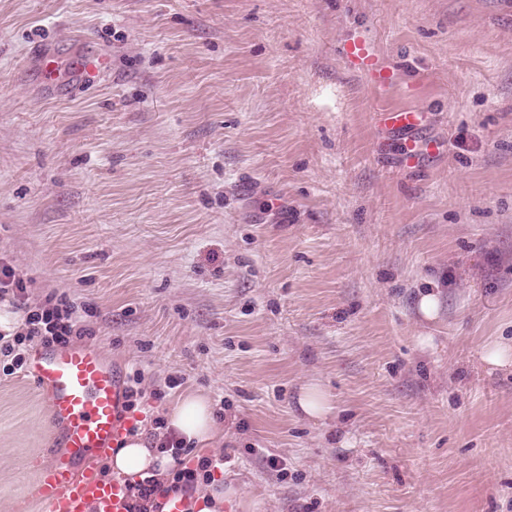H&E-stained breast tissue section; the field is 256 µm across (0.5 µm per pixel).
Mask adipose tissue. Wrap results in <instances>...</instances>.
Segmentation results:
<instances>
[{"instance_id":"adipose-tissue-1","label":"adipose tissue","mask_w":512,"mask_h":512,"mask_svg":"<svg viewBox=\"0 0 512 512\" xmlns=\"http://www.w3.org/2000/svg\"><path fill=\"white\" fill-rule=\"evenodd\" d=\"M166 430L177 438L200 448H216L224 442V432L216 423L209 399L189 393L165 413ZM170 455L162 453L156 440L138 433L127 436L123 446L109 459L108 466L116 476L154 473L161 478L171 464Z\"/></svg>"}]
</instances>
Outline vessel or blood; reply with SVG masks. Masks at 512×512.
Returning a JSON list of instances; mask_svg holds the SVG:
<instances>
[{
	"instance_id": "obj_1",
	"label": "vessel or blood",
	"mask_w": 512,
	"mask_h": 512,
	"mask_svg": "<svg viewBox=\"0 0 512 512\" xmlns=\"http://www.w3.org/2000/svg\"><path fill=\"white\" fill-rule=\"evenodd\" d=\"M347 56L369 83L383 87L389 72L381 66L369 43L363 40L347 46ZM106 58L93 55L72 63L67 83L80 88L99 73L107 71ZM376 126L398 136L406 163L417 161L413 133L421 122L415 110L378 109L372 114ZM25 375L44 393L50 419L60 426L64 448L45 468L32 487V495L50 502L51 512H128V482L104 481L90 469L77 470V462L117 448L128 431L127 388L118 371L96 348L65 344L36 354ZM160 512H194L187 494L173 491L160 497Z\"/></svg>"
}]
</instances>
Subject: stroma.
I'll return each instance as SVG.
<instances>
[{"mask_svg":"<svg viewBox=\"0 0 512 512\" xmlns=\"http://www.w3.org/2000/svg\"><path fill=\"white\" fill-rule=\"evenodd\" d=\"M38 44L112 70L51 93ZM382 106L423 112L415 167ZM0 261L86 307L134 428L208 397L185 461L236 512H512V0H0ZM57 442L0 371V512H45ZM347 56L361 71L368 82L375 87H383L389 80V71L381 66L372 47L365 40H357L348 44ZM298 405L310 418H321L330 410L327 397L316 385H306L301 389ZM166 431L197 448H218L224 443V431L216 423L209 399L189 393L165 413Z\"/></svg>","mask_w":512,"mask_h":512,"instance_id":"1","label":"stroma"}]
</instances>
